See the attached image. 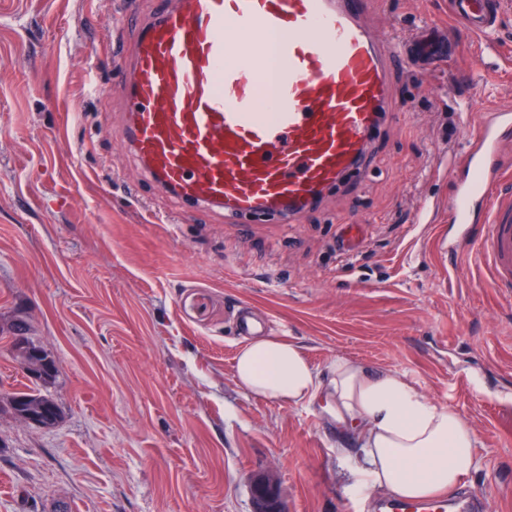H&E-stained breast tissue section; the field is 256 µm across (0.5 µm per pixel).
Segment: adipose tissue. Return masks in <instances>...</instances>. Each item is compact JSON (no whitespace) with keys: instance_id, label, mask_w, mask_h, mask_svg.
<instances>
[{"instance_id":"obj_1","label":"adipose tissue","mask_w":512,"mask_h":512,"mask_svg":"<svg viewBox=\"0 0 512 512\" xmlns=\"http://www.w3.org/2000/svg\"><path fill=\"white\" fill-rule=\"evenodd\" d=\"M235 376L241 388L270 400L327 399L360 445L363 484L393 496L420 500L452 490L480 465L473 430L404 374L339 356L323 377L288 338L257 336L241 348Z\"/></svg>"}]
</instances>
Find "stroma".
I'll return each instance as SVG.
<instances>
[{
    "instance_id": "35a3bbf8",
    "label": "stroma",
    "mask_w": 512,
    "mask_h": 512,
    "mask_svg": "<svg viewBox=\"0 0 512 512\" xmlns=\"http://www.w3.org/2000/svg\"><path fill=\"white\" fill-rule=\"evenodd\" d=\"M153 0H0V396L24 377L15 321L56 361L53 428L0 412V512H253V481L288 512H370L353 492L359 445L318 401L289 405L235 378L246 304L324 371L344 356L405 373L472 428L465 477L486 512H512V294L489 287L452 231L448 162L475 116L512 104V7L478 37L448 0H367L390 21L449 27L456 51L422 76L390 74L396 114L359 185L293 223L228 224L181 211L145 179L118 135V50ZM113 109L86 97L87 70ZM431 221L414 223L420 205Z\"/></svg>"
}]
</instances>
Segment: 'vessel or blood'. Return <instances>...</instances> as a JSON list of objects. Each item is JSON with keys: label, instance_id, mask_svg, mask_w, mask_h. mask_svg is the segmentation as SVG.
Here are the masks:
<instances>
[{"label": "vessel or blood", "instance_id": "vessel-or-blood-1", "mask_svg": "<svg viewBox=\"0 0 512 512\" xmlns=\"http://www.w3.org/2000/svg\"><path fill=\"white\" fill-rule=\"evenodd\" d=\"M504 0H448L469 31L495 30ZM364 0H156L137 21L130 57L118 64L125 94L120 136L151 181L184 209L228 224L292 220L345 181L363 178L369 146L392 111L388 72L401 61L428 71L452 54L451 33L432 23L402 35L362 21ZM272 81L254 109L256 74ZM512 138V106L488 105L458 159L464 173L448 200L490 287L512 291V192L493 166ZM381 512H481L464 492L421 501L383 500Z\"/></svg>", "mask_w": 512, "mask_h": 512}]
</instances>
